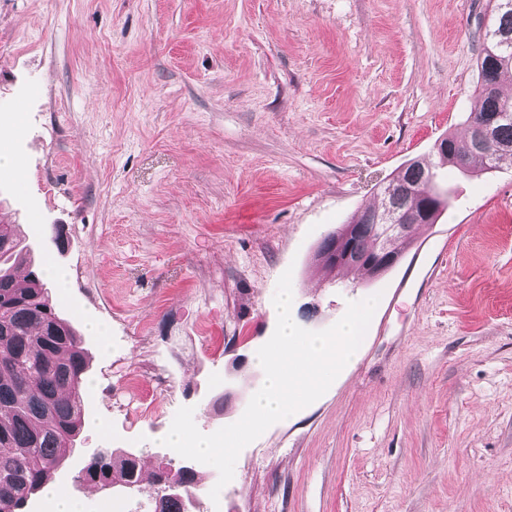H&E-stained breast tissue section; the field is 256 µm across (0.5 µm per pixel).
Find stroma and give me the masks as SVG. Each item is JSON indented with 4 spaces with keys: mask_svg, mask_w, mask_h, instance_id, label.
<instances>
[{
    "mask_svg": "<svg viewBox=\"0 0 512 512\" xmlns=\"http://www.w3.org/2000/svg\"><path fill=\"white\" fill-rule=\"evenodd\" d=\"M486 0H0V224L83 340L86 415L55 483L136 448L150 512L180 407L210 434L265 374L292 270L300 327L379 296L357 359L240 453L195 512H512V158L445 169L451 207L377 279L313 264L410 160L480 107ZM41 87L29 97L28 87ZM67 238L57 248L48 231ZM438 262L427 281L419 271ZM218 499H211L213 487Z\"/></svg>",
    "mask_w": 512,
    "mask_h": 512,
    "instance_id": "1",
    "label": "stroma"
}]
</instances>
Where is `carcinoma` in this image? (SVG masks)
Returning <instances> with one entry per match:
<instances>
[{
    "instance_id": "obj_1",
    "label": "carcinoma",
    "mask_w": 512,
    "mask_h": 512,
    "mask_svg": "<svg viewBox=\"0 0 512 512\" xmlns=\"http://www.w3.org/2000/svg\"><path fill=\"white\" fill-rule=\"evenodd\" d=\"M490 24L477 60L480 108L468 120L467 136L441 138L434 146L437 162L408 165L388 182L399 207H409L406 190L412 187L429 196L433 210L418 215L408 224L403 243L410 245L413 227L434 224L450 206L449 192L437 182V170L452 167L469 171V163L481 158L485 169L493 170L506 156L512 157V117L499 118L512 98L500 92L502 77L512 76V0H488ZM494 125L496 140L478 144L477 125ZM374 209L354 215L349 223L327 235L316 250L321 255L335 242L347 238L356 261L344 266L358 267L368 275L367 265L376 249ZM27 265L26 285L15 284V269ZM86 353L82 339L60 318L48 300L47 289L34 267L31 251L16 226L0 224V512H27L33 496L68 463L67 448L84 421L87 400ZM196 468L164 466L154 474V483L175 481L182 494L157 500L155 512H186L184 496L194 488ZM73 482L112 492L117 483L141 482V458L125 450L101 448L83 462Z\"/></svg>"
}]
</instances>
